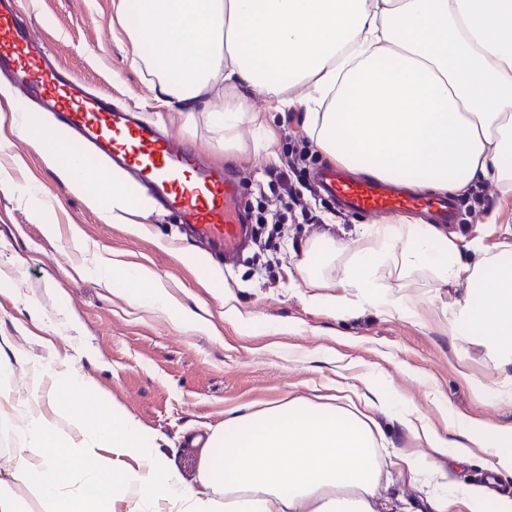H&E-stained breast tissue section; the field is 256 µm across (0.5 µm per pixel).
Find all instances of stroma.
I'll use <instances>...</instances> for the list:
<instances>
[{"label": "stroma", "instance_id": "35a3bbf8", "mask_svg": "<svg viewBox=\"0 0 512 512\" xmlns=\"http://www.w3.org/2000/svg\"><path fill=\"white\" fill-rule=\"evenodd\" d=\"M113 3L21 0V9L38 42L75 77L223 164L239 187L237 210L248 215L257 239L233 259L215 262L207 242L147 196L124 221L104 223L88 194L72 192L34 142L0 125V336L19 337L37 357L66 356L96 386L84 397L58 391L54 407L89 417L116 410L135 419L188 483L197 478L201 455L192 437L210 436L227 412L347 386L361 391L370 377L388 382L439 431H447L452 411L512 426V402L500 396L512 389V371L500 369L478 340L448 334L443 311L460 291L437 287L425 273L389 281L391 293L418 302L413 318L369 307L342 317L313 304V297L335 293L336 277H303L299 262L309 242L329 234L338 259H346L371 217L345 211L320 188L318 176L330 162L305 146L298 113L275 114L264 148L257 130L242 124L228 152L206 113L187 123L154 106L144 71L131 67L127 38L112 23ZM301 149L306 158L298 163ZM288 167L301 191L296 202L271 174ZM29 183L44 188L43 199L23 194ZM456 204L460 220L443 230L460 245L477 238L493 251L512 245V202L497 204L493 186L475 185ZM76 229L81 238H73ZM102 257L119 263L108 281L97 273ZM134 265L149 267L177 306L132 302L123 269ZM228 292L251 329L225 320ZM199 306L210 311L212 329L183 322L181 308ZM474 379L487 384L485 399L474 397ZM382 469V512H429L425 488L390 462Z\"/></svg>", "mask_w": 512, "mask_h": 512}]
</instances>
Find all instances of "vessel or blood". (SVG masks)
<instances>
[{"mask_svg": "<svg viewBox=\"0 0 512 512\" xmlns=\"http://www.w3.org/2000/svg\"><path fill=\"white\" fill-rule=\"evenodd\" d=\"M0 72L10 76L25 98L54 112L58 127L75 145L127 173L129 195L152 192L161 206L176 211L201 237L232 245L245 242L249 229L227 206L238 187L223 168L205 163L187 144L50 62L33 29L20 20L13 0H0ZM320 182L354 213L379 217L424 205L393 185L353 180L337 169L324 170Z\"/></svg>", "mask_w": 512, "mask_h": 512, "instance_id": "obj_1", "label": "vessel or blood"}]
</instances>
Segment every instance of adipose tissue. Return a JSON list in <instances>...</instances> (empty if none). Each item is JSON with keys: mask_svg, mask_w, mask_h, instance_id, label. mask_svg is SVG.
I'll return each mask as SVG.
<instances>
[{"mask_svg": "<svg viewBox=\"0 0 512 512\" xmlns=\"http://www.w3.org/2000/svg\"><path fill=\"white\" fill-rule=\"evenodd\" d=\"M116 20L158 105L190 114L202 93L222 100L210 117L225 148L236 147L242 123L267 129L265 113L249 107L252 90L277 111L301 113L318 151L351 174L448 195L484 181L501 202L512 200V0H119ZM9 120L62 159L70 189L97 182L92 200L104 222L133 209L121 180L92 177L84 158L48 131L32 134L21 113ZM334 263L345 293L316 304L344 315L356 299L414 317L415 300L382 291L379 280L428 271L438 285L464 291L448 307L449 335L479 337L501 368L512 367L511 246L492 253L475 241L464 250L435 225L403 221L368 226L342 262L332 244L313 241L300 270L316 281ZM124 276L139 305L174 306L149 268ZM18 368L29 375L23 397L0 389V415L19 420L9 477L49 512H377L383 415L428 451L465 462L483 448L489 470L512 475V426L452 413L441 434L374 379L362 410L292 398L227 417L208 438L192 487L133 419L46 413L55 390L81 391L87 381L69 361H42L0 337V378ZM427 453L395 464L429 488L434 512H512V498H491L486 487L449 486Z\"/></svg>", "mask_w": 512, "mask_h": 512, "instance_id": "1", "label": "adipose tissue"}]
</instances>
